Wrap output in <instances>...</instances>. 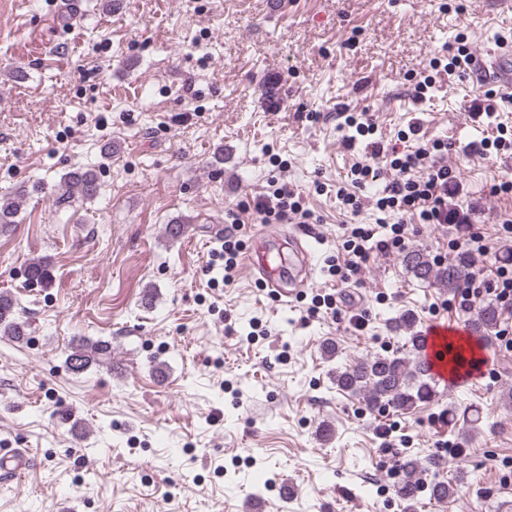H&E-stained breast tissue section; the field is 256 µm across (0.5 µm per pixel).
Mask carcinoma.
I'll list each match as a JSON object with an SVG mask.
<instances>
[{
    "mask_svg": "<svg viewBox=\"0 0 512 512\" xmlns=\"http://www.w3.org/2000/svg\"><path fill=\"white\" fill-rule=\"evenodd\" d=\"M98 194L96 172L72 171L58 185L55 204L61 212L71 207L76 197L91 201ZM19 210L18 197L10 194L0 196V232L17 223ZM402 262L406 271L417 281L433 282L451 292L467 279L471 266L470 260L463 254L437 266L420 249L405 253ZM25 274L32 284L46 287L51 282L50 265L46 260L28 262ZM15 308L16 302L12 297L0 294V334L20 341L26 336V326L16 318ZM498 324L497 307L487 304L481 307L470 327L481 337L490 338L497 332ZM391 329L401 341V347L392 352L370 354L348 367H336L334 383L338 390L361 397L372 409L409 411L434 401L437 383L429 375L421 356L426 336L417 324L416 315L406 313L392 320ZM110 354L108 343L75 336L66 363L72 372L80 373ZM421 469V463L415 459H406L400 465L401 478L396 485V493L405 504L406 512H414V506L425 493L436 502H443L454 494L452 482L436 477L424 478L420 474Z\"/></svg>",
    "mask_w": 512,
    "mask_h": 512,
    "instance_id": "cac0c4a2",
    "label": "carcinoma"
}]
</instances>
